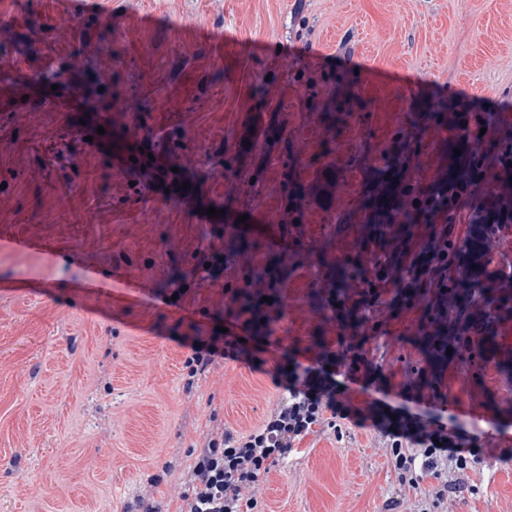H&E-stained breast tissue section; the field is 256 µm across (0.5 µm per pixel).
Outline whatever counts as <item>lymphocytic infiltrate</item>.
<instances>
[{
    "label": "lymphocytic infiltrate",
    "mask_w": 512,
    "mask_h": 512,
    "mask_svg": "<svg viewBox=\"0 0 512 512\" xmlns=\"http://www.w3.org/2000/svg\"><path fill=\"white\" fill-rule=\"evenodd\" d=\"M384 288H350L337 294L336 312L354 317L357 326L341 329L336 336V367L325 363L282 371L285 390L278 406L262 423L246 434L222 432L197 451L190 466L188 491L183 494L179 512H259V488L267 475L295 451L297 444L314 426L324 425L326 414L349 417L350 409L336 401L347 382L360 379L369 360L358 325L377 321L384 306ZM431 387L429 398H421L424 387ZM400 395L402 405H391L387 398L376 399L371 420L388 440L387 453L399 475L431 476L436 484L430 490L433 503L443 504L458 486L449 481L452 470H476L481 463L480 448L469 455L456 454L461 428L449 415L438 382H427L425 375L408 379Z\"/></svg>",
    "instance_id": "f902f5d3"
}]
</instances>
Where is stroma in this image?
Segmentation results:
<instances>
[{"mask_svg":"<svg viewBox=\"0 0 512 512\" xmlns=\"http://www.w3.org/2000/svg\"><path fill=\"white\" fill-rule=\"evenodd\" d=\"M203 29L228 36L206 43ZM49 53L71 64L75 111L0 84V512H178L197 449L259 425L285 362L335 349L336 267L384 249L364 236L368 186L391 172L384 149L409 138V175L428 185L457 113H512V0H99L80 20L0 0V68L34 71ZM328 110L343 113L332 131ZM275 117L284 150L256 136ZM86 118L155 162L115 170L83 138ZM287 164L306 187L324 166L336 178L290 231ZM243 215L255 229L240 256ZM245 261L280 270L254 314L229 295ZM94 272L111 284L86 287ZM422 313L385 318L371 375L395 393L408 371L441 377L484 453L459 474L463 493L433 506L429 480L403 484L372 425L340 419L268 474L263 512H512V367L500 364L512 335L480 368L437 367ZM221 327L248 356L190 375L193 343Z\"/></svg>","mask_w":512,"mask_h":512,"instance_id":"stroma-1","label":"stroma"}]
</instances>
